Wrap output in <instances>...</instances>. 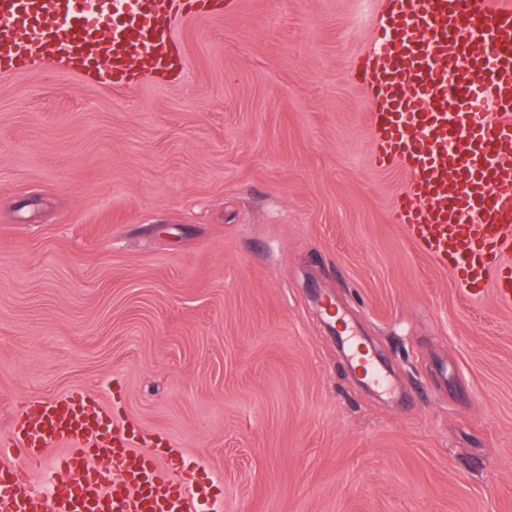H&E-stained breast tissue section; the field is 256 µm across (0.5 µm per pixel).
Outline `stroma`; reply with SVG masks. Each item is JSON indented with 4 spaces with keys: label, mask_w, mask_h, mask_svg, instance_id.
<instances>
[{
    "label": "stroma",
    "mask_w": 512,
    "mask_h": 512,
    "mask_svg": "<svg viewBox=\"0 0 512 512\" xmlns=\"http://www.w3.org/2000/svg\"><path fill=\"white\" fill-rule=\"evenodd\" d=\"M379 9L241 0L122 92L0 75V434L25 395L116 380L222 512H512V311L390 218L407 178L348 75ZM352 356L357 360L358 367L364 377L373 385L385 388L389 385L377 359L367 349L359 345H352Z\"/></svg>",
    "instance_id": "35a3bbf8"
}]
</instances>
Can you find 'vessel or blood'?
I'll list each match as a JSON object with an SVG mask.
<instances>
[{
    "mask_svg": "<svg viewBox=\"0 0 512 512\" xmlns=\"http://www.w3.org/2000/svg\"><path fill=\"white\" fill-rule=\"evenodd\" d=\"M233 0H0V74L37 64L120 91L177 78L179 22ZM368 93L373 162L407 175L391 207L459 288L512 310V0H381L350 70ZM364 377L388 381L353 346ZM213 483L166 441L139 448L100 396L26 399L0 439V512H202Z\"/></svg>",
    "mask_w": 512,
    "mask_h": 512,
    "instance_id": "vessel-or-blood-1",
    "label": "vessel or blood"
}]
</instances>
